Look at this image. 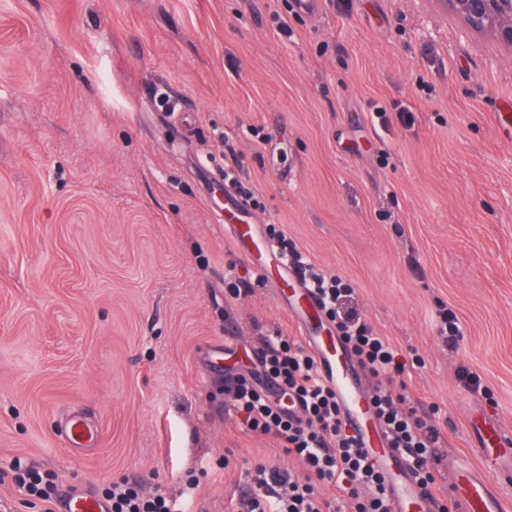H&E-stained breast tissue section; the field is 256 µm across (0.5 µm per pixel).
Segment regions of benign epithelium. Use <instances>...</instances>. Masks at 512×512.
<instances>
[{
  "instance_id": "7a95c632",
  "label": "benign epithelium",
  "mask_w": 512,
  "mask_h": 512,
  "mask_svg": "<svg viewBox=\"0 0 512 512\" xmlns=\"http://www.w3.org/2000/svg\"><path fill=\"white\" fill-rule=\"evenodd\" d=\"M439 10L451 14L471 31L490 35L512 51V0H435Z\"/></svg>"
}]
</instances>
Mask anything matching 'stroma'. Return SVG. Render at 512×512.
<instances>
[{"instance_id": "35a3bbf8", "label": "stroma", "mask_w": 512, "mask_h": 512, "mask_svg": "<svg viewBox=\"0 0 512 512\" xmlns=\"http://www.w3.org/2000/svg\"><path fill=\"white\" fill-rule=\"evenodd\" d=\"M287 22V33L278 25ZM512 57L432 0H0V512H41L14 461L85 494L120 477L232 512L283 444L224 378L298 330L225 234L233 168L277 229L355 290L437 407L512 429ZM250 291L231 298L232 276ZM462 325L457 349L436 311ZM486 395L465 391L459 367ZM81 414L98 435L73 448ZM438 317L437 335L439 340L448 349H457L463 332L456 321V316L448 309H441L438 312Z\"/></svg>"}]
</instances>
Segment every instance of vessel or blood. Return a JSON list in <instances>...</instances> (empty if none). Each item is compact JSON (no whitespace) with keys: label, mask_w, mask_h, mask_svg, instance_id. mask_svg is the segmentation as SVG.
I'll list each match as a JSON object with an SVG mask.
<instances>
[{"label":"vessel or blood","mask_w":512,"mask_h":512,"mask_svg":"<svg viewBox=\"0 0 512 512\" xmlns=\"http://www.w3.org/2000/svg\"><path fill=\"white\" fill-rule=\"evenodd\" d=\"M224 232L242 254L254 260L258 274L272 284L279 302L287 307L323 377L335 389L350 428L383 473L394 512H438L436 499L416 483L404 460L387 448L362 389L361 371L325 322L317 298L277 250L261 238L246 202L232 195L224 198ZM474 436L488 463L457 466L448 494L459 504V512H512L506 508L496 482L497 476L512 475V430L488 423L476 429ZM67 437L70 446L83 448L95 434L83 419L75 417ZM63 508L65 512H104L100 501L89 494L65 495Z\"/></svg>","instance_id":"b4317fda"}]
</instances>
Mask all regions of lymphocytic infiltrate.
<instances>
[{"label":"lymphocytic infiltrate","mask_w":512,"mask_h":512,"mask_svg":"<svg viewBox=\"0 0 512 512\" xmlns=\"http://www.w3.org/2000/svg\"><path fill=\"white\" fill-rule=\"evenodd\" d=\"M277 240L281 254L315 290L326 316L375 379L372 403L391 447L405 455L423 489L439 495L440 512H458L454 501L442 497L436 479L435 450L441 439L436 422L418 412L403 388L392 385L406 370L397 347L353 308L350 284L316 268L285 235ZM261 343L251 368L228 375L224 393L249 430L280 440L285 454L303 471L255 464L246 473L248 489L239 496L236 512H336L337 504L321 492L326 485L337 487L340 502L353 512H392L383 480L347 428L336 394L321 378L313 353L278 331L262 337ZM11 471L33 500L56 501L55 476L19 462ZM102 501L105 512H180L176 500L165 493L126 478L105 488Z\"/></svg>","instance_id":"1"}]
</instances>
